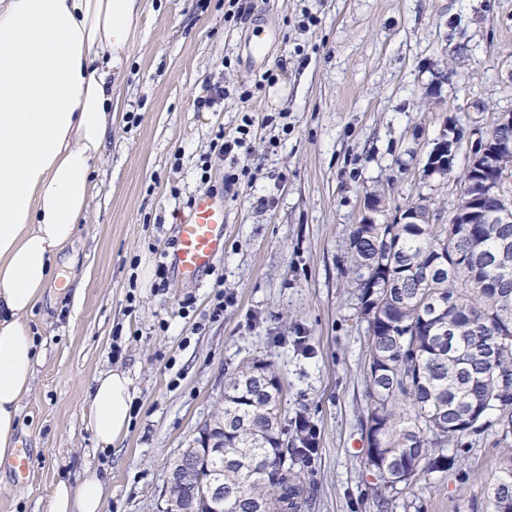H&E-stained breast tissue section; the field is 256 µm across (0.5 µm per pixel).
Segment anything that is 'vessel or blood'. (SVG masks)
<instances>
[{"instance_id":"vessel-or-blood-1","label":"vessel or blood","mask_w":512,"mask_h":512,"mask_svg":"<svg viewBox=\"0 0 512 512\" xmlns=\"http://www.w3.org/2000/svg\"><path fill=\"white\" fill-rule=\"evenodd\" d=\"M224 200L214 193L198 194L187 216L176 227L174 267L186 281L198 280L224 250Z\"/></svg>"}]
</instances>
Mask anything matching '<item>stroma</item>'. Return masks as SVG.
Wrapping results in <instances>:
<instances>
[{
  "instance_id": "stroma-1",
  "label": "stroma",
  "mask_w": 512,
  "mask_h": 512,
  "mask_svg": "<svg viewBox=\"0 0 512 512\" xmlns=\"http://www.w3.org/2000/svg\"><path fill=\"white\" fill-rule=\"evenodd\" d=\"M112 77V135L63 276L28 324L42 357L21 404L26 479L0 463V512H45L54 483L104 482L102 512H166L170 461L187 448L246 360L283 383L282 422L306 417L301 512H381L364 455L367 323L349 233L367 196L378 222L419 196L448 219L456 176L498 114L512 113V0H147ZM273 33L252 57L256 31ZM223 101L198 108L210 85ZM253 124L235 159L218 130ZM461 134L454 174H423L444 127ZM249 173L227 185L234 166ZM208 176L224 199V253L188 283L175 226ZM127 371L133 421L110 449L84 418L101 372ZM443 478L412 484L388 512H486L500 475L491 434Z\"/></svg>"
}]
</instances>
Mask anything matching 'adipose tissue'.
<instances>
[{
	"label": "adipose tissue",
	"mask_w": 512,
	"mask_h": 512,
	"mask_svg": "<svg viewBox=\"0 0 512 512\" xmlns=\"http://www.w3.org/2000/svg\"><path fill=\"white\" fill-rule=\"evenodd\" d=\"M142 0H0V460L16 452L21 402L40 362L27 323L75 239L112 132V73ZM127 372L95 379L88 421L100 446L132 420ZM86 473L51 489L46 512H102Z\"/></svg>",
	"instance_id": "adipose-tissue-1"
}]
</instances>
